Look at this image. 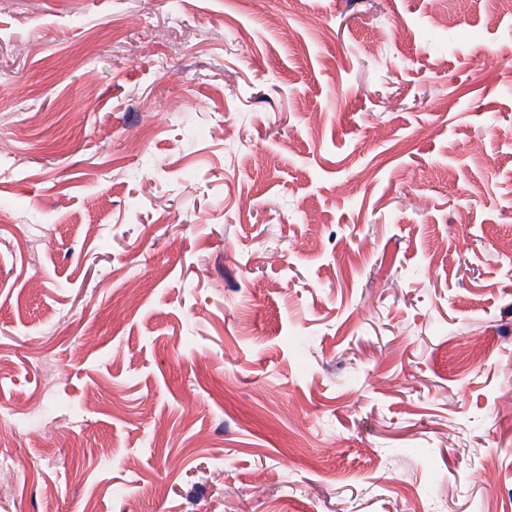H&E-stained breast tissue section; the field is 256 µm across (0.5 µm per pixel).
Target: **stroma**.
<instances>
[{
	"instance_id": "1",
	"label": "stroma",
	"mask_w": 512,
	"mask_h": 512,
	"mask_svg": "<svg viewBox=\"0 0 512 512\" xmlns=\"http://www.w3.org/2000/svg\"><path fill=\"white\" fill-rule=\"evenodd\" d=\"M0 0V512H512V14Z\"/></svg>"
}]
</instances>
